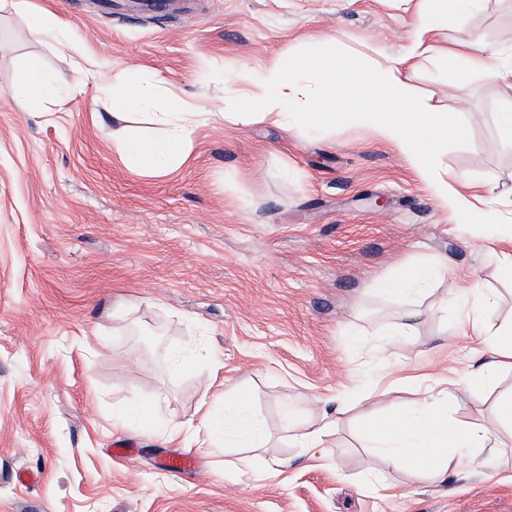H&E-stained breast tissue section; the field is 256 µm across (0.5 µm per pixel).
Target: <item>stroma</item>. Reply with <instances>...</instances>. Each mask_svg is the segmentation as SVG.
Returning <instances> with one entry per match:
<instances>
[{
	"instance_id": "1",
	"label": "stroma",
	"mask_w": 512,
	"mask_h": 512,
	"mask_svg": "<svg viewBox=\"0 0 512 512\" xmlns=\"http://www.w3.org/2000/svg\"><path fill=\"white\" fill-rule=\"evenodd\" d=\"M52 2L63 36L47 44L0 12V512H512V426L496 402L512 374L474 384L458 418L500 444L496 468L463 458L437 479L377 473L367 415L421 397L430 380L477 372L490 356L469 320H512V279L483 229L458 223L412 162L355 121L324 129L241 126L217 110L274 59L326 54L372 65L404 54L418 19L398 0ZM437 40L477 38L512 68V0L431 11ZM97 62L74 73L69 60ZM33 58L52 95L28 107L14 60ZM465 71V85L449 82ZM163 80L212 111L182 164L137 167L112 142V76ZM424 105L455 113L463 138L435 157L467 197L493 193L512 225V145L498 114L512 84L429 55L405 73ZM428 265L425 291L381 292L401 263ZM479 285L489 306L451 297ZM410 323L399 348L395 327ZM197 347L184 364L171 354ZM247 389L264 445L224 438V399ZM158 409H151L154 399ZM339 410L322 454L294 426ZM210 414L196 472L159 461L191 450ZM181 438L171 440L172 428ZM135 459L111 453L117 439ZM387 483L375 490L374 479Z\"/></svg>"
}]
</instances>
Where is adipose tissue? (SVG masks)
Returning <instances> with one entry per match:
<instances>
[{"label": "adipose tissue", "instance_id": "adipose-tissue-1", "mask_svg": "<svg viewBox=\"0 0 512 512\" xmlns=\"http://www.w3.org/2000/svg\"><path fill=\"white\" fill-rule=\"evenodd\" d=\"M427 53L444 56L448 50L436 43L430 27L422 25L408 54L388 61L376 74L355 61L342 68L331 59L315 55L300 63L301 70L312 78L311 85L304 86L280 62H271L256 90L240 99L236 118L243 124L284 125L290 115L298 114L310 125L324 126L335 122L339 106L355 101L361 116L374 122L384 138L411 158L420 177L455 211L460 222L470 223L475 215L471 202L433 164L441 145L463 137L465 129L454 113L435 112L420 105L403 81V73L413 59ZM109 96L115 119H124L126 110L146 103L160 121L169 125L167 136L161 139H128L122 130L113 131L112 137L120 147L145 167L164 159L178 162L193 127L209 118L208 113L189 107L167 88L116 82ZM474 333L491 355L489 372L512 371V324L495 331L478 324ZM463 387V382H453L429 391L409 410L370 416L364 445L376 456L380 470L399 467L433 477L451 468L453 449L492 447L490 435L480 424L452 417ZM227 405L225 436L262 441L260 423L249 414L248 396L238 394Z\"/></svg>", "mask_w": 512, "mask_h": 512}]
</instances>
